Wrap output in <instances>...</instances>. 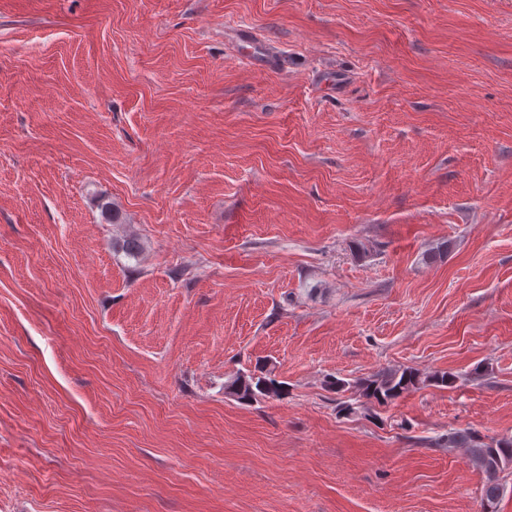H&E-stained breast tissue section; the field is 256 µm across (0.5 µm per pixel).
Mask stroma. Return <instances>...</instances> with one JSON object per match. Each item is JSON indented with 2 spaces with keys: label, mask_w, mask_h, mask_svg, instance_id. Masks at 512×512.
Masks as SVG:
<instances>
[{
  "label": "stroma",
  "mask_w": 512,
  "mask_h": 512,
  "mask_svg": "<svg viewBox=\"0 0 512 512\" xmlns=\"http://www.w3.org/2000/svg\"><path fill=\"white\" fill-rule=\"evenodd\" d=\"M399 367L457 382L329 386ZM453 431L512 440V0H0V512H484ZM228 392L241 401H251L257 397L274 398L284 392L285 386L275 378L267 375L239 373L224 386Z\"/></svg>",
  "instance_id": "1"
}]
</instances>
